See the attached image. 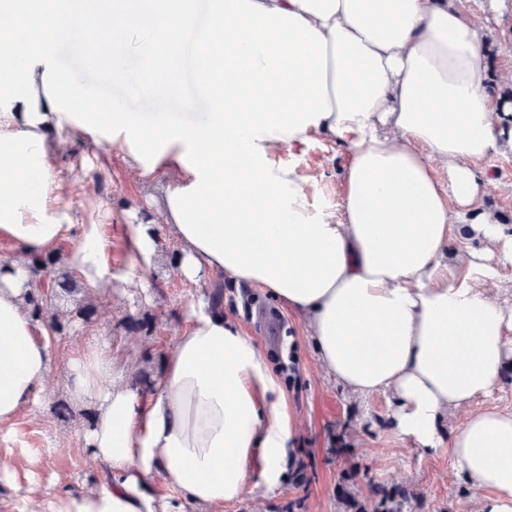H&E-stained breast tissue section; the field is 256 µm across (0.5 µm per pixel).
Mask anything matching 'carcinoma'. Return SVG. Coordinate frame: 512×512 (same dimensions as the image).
Listing matches in <instances>:
<instances>
[{
    "label": "carcinoma",
    "instance_id": "cac0c4a2",
    "mask_svg": "<svg viewBox=\"0 0 512 512\" xmlns=\"http://www.w3.org/2000/svg\"><path fill=\"white\" fill-rule=\"evenodd\" d=\"M31 276L26 308L32 320L40 322L55 334L63 330L53 310L63 295L73 292L77 280L72 270L61 263L60 253L36 255L28 264ZM407 495L386 488L374 490V512H402Z\"/></svg>",
    "mask_w": 512,
    "mask_h": 512
}]
</instances>
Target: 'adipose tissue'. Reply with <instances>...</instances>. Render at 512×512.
Instances as JSON below:
<instances>
[{
  "mask_svg": "<svg viewBox=\"0 0 512 512\" xmlns=\"http://www.w3.org/2000/svg\"><path fill=\"white\" fill-rule=\"evenodd\" d=\"M471 0H0V423L23 415L53 368L26 311L27 261L79 237L74 261L112 290L96 225L75 228L53 134L119 149L142 182L179 170L161 219L188 281L226 275L302 318L324 371L391 395L397 436L447 448L480 489L475 512H512V411L480 407L512 360V307L488 283L512 265V227L486 205L481 163L512 152V102L492 95V30ZM109 18L125 39L112 83L137 78L147 111L95 107L57 47ZM33 33L23 38L18 24ZM206 105L180 111L185 91ZM341 146L339 208L309 197L286 148ZM481 237L483 252L455 238ZM112 351L71 359L73 401L95 404L99 487L53 512H216L262 458L275 483L296 426L264 350L199 307L148 401L117 382ZM459 425H451L456 413ZM163 476L178 500L152 486Z\"/></svg>",
  "mask_w": 512,
  "mask_h": 512,
  "instance_id": "1",
  "label": "adipose tissue"
}]
</instances>
